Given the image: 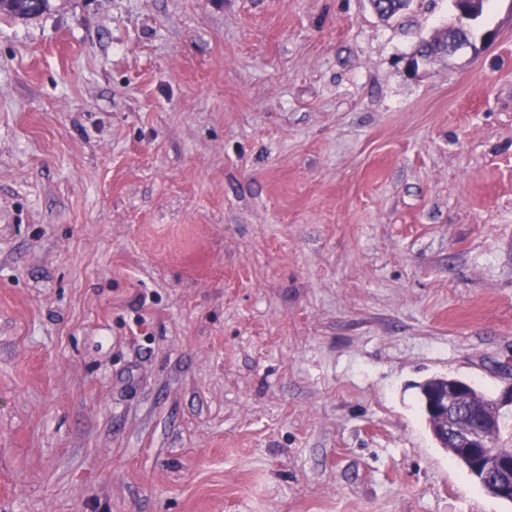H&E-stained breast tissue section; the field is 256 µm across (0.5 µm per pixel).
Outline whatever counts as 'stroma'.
I'll use <instances>...</instances> for the list:
<instances>
[{"instance_id":"1","label":"stroma","mask_w":512,"mask_h":512,"mask_svg":"<svg viewBox=\"0 0 512 512\" xmlns=\"http://www.w3.org/2000/svg\"><path fill=\"white\" fill-rule=\"evenodd\" d=\"M0 16V512H512L416 382L512 383V0ZM480 1L481 0H453V6L457 12V24L451 29H448V32L443 36L435 38V40H440L442 42L441 51L430 58H426L419 52V46H417L410 56L406 58L405 65L407 69L414 75H417L419 70L423 69L424 65L435 58L452 56L457 53H462L468 49L471 51L474 50L472 40L466 42L462 39L456 38L453 34L457 31L472 30L471 21H474L479 17L481 7Z\"/></svg>"}]
</instances>
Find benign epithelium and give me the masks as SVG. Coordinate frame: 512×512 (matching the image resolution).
<instances>
[{"mask_svg": "<svg viewBox=\"0 0 512 512\" xmlns=\"http://www.w3.org/2000/svg\"><path fill=\"white\" fill-rule=\"evenodd\" d=\"M457 24L439 37L441 51L435 57H448L473 49L472 42H466L454 36L457 31L472 30L471 22L479 17L480 0H453ZM472 388L464 379H448V387L432 394L430 408L437 419L444 423V431L455 435L459 445L472 451L474 463L472 470L482 483H490L498 490L497 497H512V454H503L479 435L463 419L461 400Z\"/></svg>", "mask_w": 512, "mask_h": 512, "instance_id": "obj_1", "label": "benign epithelium"}]
</instances>
